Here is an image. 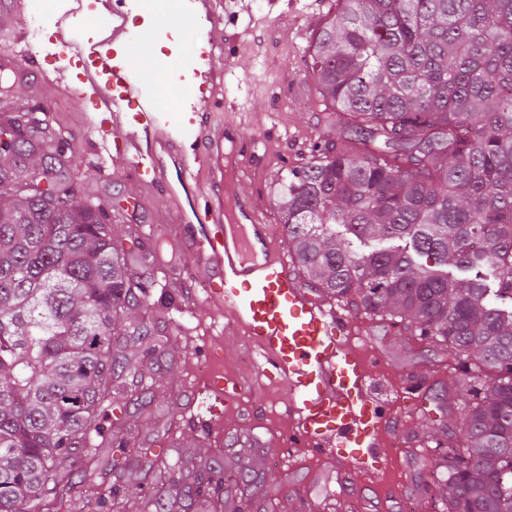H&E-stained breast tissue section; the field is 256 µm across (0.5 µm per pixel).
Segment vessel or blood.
Here are the masks:
<instances>
[{
	"instance_id": "b4317fda",
	"label": "vessel or blood",
	"mask_w": 512,
	"mask_h": 512,
	"mask_svg": "<svg viewBox=\"0 0 512 512\" xmlns=\"http://www.w3.org/2000/svg\"><path fill=\"white\" fill-rule=\"evenodd\" d=\"M9 2L0 10L1 31L16 28L28 8V0ZM139 2L102 0L104 10L95 19L101 40L95 44L76 38L67 17L56 22L70 57L84 61L81 83L92 89L93 107L104 115L97 149L140 185L164 188L174 209L188 207L195 239L184 267L207 282V308L224 316L232 333L247 336L265 373L280 380L289 414L282 445L323 458L346 477H381L391 462L390 417L370 385L373 358L355 346L349 318L302 287L263 207L246 195L229 201L224 193L225 142L248 154L255 147L241 124L203 121L224 103L232 43L209 53L201 95L184 93L175 80L183 58L148 75L141 67L145 49L120 62L107 50L128 39V13ZM227 16L224 0H191L184 19L202 18L218 28ZM158 84L171 94L164 112L150 91ZM200 394L208 408L198 420L207 431L223 414V379L210 380Z\"/></svg>"
}]
</instances>
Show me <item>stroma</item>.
Returning <instances> with one entry per match:
<instances>
[{"instance_id": "stroma-1", "label": "stroma", "mask_w": 512, "mask_h": 512, "mask_svg": "<svg viewBox=\"0 0 512 512\" xmlns=\"http://www.w3.org/2000/svg\"><path fill=\"white\" fill-rule=\"evenodd\" d=\"M68 0H33L23 24L36 51L35 61H22L23 79L0 78V115L13 112H45L52 127L66 143L65 152L77 173L78 198L102 205L125 247H142L147 254L139 272L153 286L150 320L161 343L152 357L162 385L172 386L184 401H191L210 373L222 372L225 380H238L224 417L212 433H197L192 419L180 422V448H171L165 435V405L137 410L115 403L111 419L140 440L143 453L168 458L197 457L203 446L216 445L227 466H254L258 475L272 476L274 486L254 493L225 484L224 495L246 512H436L432 464L426 455L435 441L445 440L458 429V406L465 392L455 389L457 380L448 365V353L436 343L408 335L391 321L350 311L365 350L376 359L374 387L391 414L389 450L394 462L380 479H344L325 461L297 454L289 447L273 446L276 436L288 430L286 401L277 382L255 363L246 337H228L224 321L205 310L207 287L203 280L173 281L166 269L173 253L184 250L177 236V217L169 212L165 194L137 185L125 172L102 161L91 145L102 115L78 95L60 92L44 75L65 65L61 44L55 38L56 11L68 8ZM331 0H301L297 13H268L265 0H253L251 14H243L225 27L237 38L228 79L227 97L234 112H211L207 122L228 119L241 122L256 147L241 173V194L257 197L269 220L277 213L271 197L274 181L283 169L303 165L324 138L338 140V132H326V114L309 68L307 45L329 10ZM159 15L134 9L128 15L133 38H154L150 57L142 68L152 71L167 57H186L193 68L205 62L197 44L207 41L209 26L187 25L175 19L158 28ZM176 79L198 91L193 73ZM193 336L195 347H186L183 335Z\"/></svg>"}]
</instances>
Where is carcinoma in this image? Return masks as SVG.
Here are the masks:
<instances>
[{
    "mask_svg": "<svg viewBox=\"0 0 512 512\" xmlns=\"http://www.w3.org/2000/svg\"><path fill=\"white\" fill-rule=\"evenodd\" d=\"M335 2L307 53L348 145L274 183L290 254L307 287L447 345L459 374L497 372L431 462L445 512H512V0ZM45 123L0 121V512H118L128 491L142 512H233L193 473L249 486L251 469L144 460L101 425L121 399L180 404L144 369L154 345L115 349L153 335L147 285L61 156L32 165ZM112 448L125 485L87 482Z\"/></svg>",
    "mask_w": 512,
    "mask_h": 512,
    "instance_id": "obj_1",
    "label": "carcinoma"
}]
</instances>
